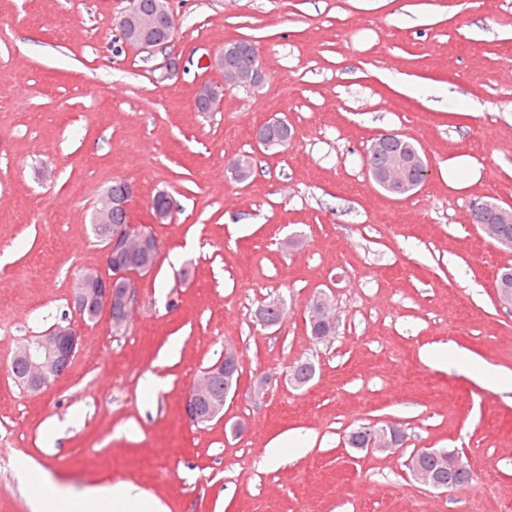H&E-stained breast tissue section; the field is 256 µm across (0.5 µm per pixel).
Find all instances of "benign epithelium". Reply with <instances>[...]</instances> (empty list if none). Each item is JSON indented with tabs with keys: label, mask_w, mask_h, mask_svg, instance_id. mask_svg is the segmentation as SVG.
Instances as JSON below:
<instances>
[{
	"label": "benign epithelium",
	"mask_w": 512,
	"mask_h": 512,
	"mask_svg": "<svg viewBox=\"0 0 512 512\" xmlns=\"http://www.w3.org/2000/svg\"><path fill=\"white\" fill-rule=\"evenodd\" d=\"M169 0H154V7L147 11L141 0H130V7L120 21L125 43L141 51L153 53L167 47L170 38L158 34L162 25L175 26V19L168 8ZM241 50L248 54L250 63L243 71L229 69L224 65V54L216 56L210 64L224 70V82L202 84L195 93L207 110L224 101V91L230 87L252 85L263 78V66L258 48L245 44ZM397 138L395 133H381L368 149V172L371 179L384 187L388 193L402 197L411 191L417 182H426L431 175V163L424 150L395 154L387 150L388 142ZM133 194L131 185H126L123 193L107 189L100 206L93 215V229L103 240V269L88 267L79 273L71 296V304L79 317L88 313L96 317H106L112 330L127 329L139 301V280L146 276L140 270L128 266L130 258L139 252L150 257H158L160 245L147 225L112 224V214L128 215V205ZM493 212L499 224L512 223V210L491 202H476L471 208L469 223L484 224L488 212ZM312 333L318 339H326L335 331L332 306L325 296H318L310 309ZM82 334L73 324L57 323L41 335L20 344L14 351L11 363L20 367L19 386L40 392L62 378L75 355L81 350ZM222 371L228 375L241 377L242 360L232 350L224 351L219 360ZM212 377L204 373L194 379L189 386L183 403V413L193 424L221 421L224 419V403L210 397ZM354 433L366 438L368 450L393 449L398 442L385 426L373 422L361 424ZM430 454L456 470H472L468 459L462 455H450L440 449L430 450ZM417 481L438 490L453 491L455 485L415 468Z\"/></svg>",
	"instance_id": "1"
}]
</instances>
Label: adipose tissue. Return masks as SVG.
I'll return each instance as SVG.
<instances>
[{
	"label": "adipose tissue",
	"mask_w": 512,
	"mask_h": 512,
	"mask_svg": "<svg viewBox=\"0 0 512 512\" xmlns=\"http://www.w3.org/2000/svg\"><path fill=\"white\" fill-rule=\"evenodd\" d=\"M16 470L34 490L33 512H166L159 500L128 483L92 487L74 496L63 492L33 460H19Z\"/></svg>",
	"instance_id": "ef3b65f1"
}]
</instances>
